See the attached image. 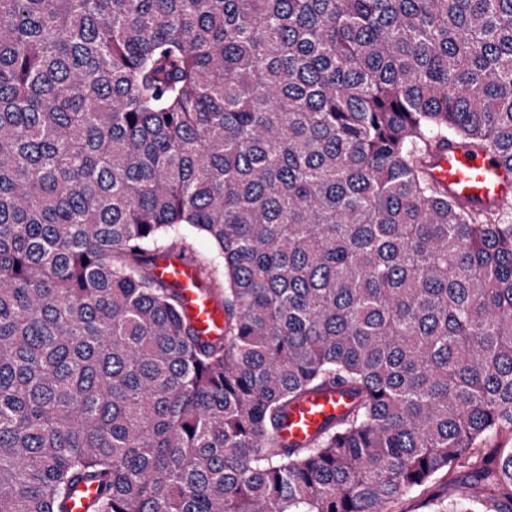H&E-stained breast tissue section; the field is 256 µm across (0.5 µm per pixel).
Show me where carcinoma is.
<instances>
[{"label":"carcinoma","instance_id":"1","mask_svg":"<svg viewBox=\"0 0 512 512\" xmlns=\"http://www.w3.org/2000/svg\"><path fill=\"white\" fill-rule=\"evenodd\" d=\"M450 143L512 166V0H0V512H512V214ZM432 175L464 202L498 209L512 205V168L497 157L448 146L432 160ZM154 270L161 280L181 292L185 313L203 337L212 338L221 334L224 312L195 266L183 259L170 257L158 259ZM346 398L336 388L310 396L288 411V442H300L314 435L324 420L345 410Z\"/></svg>","mask_w":512,"mask_h":512}]
</instances>
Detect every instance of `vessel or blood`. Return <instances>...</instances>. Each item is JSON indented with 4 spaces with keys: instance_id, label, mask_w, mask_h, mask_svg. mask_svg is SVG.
<instances>
[{
    "instance_id": "b4317fda",
    "label": "vessel or blood",
    "mask_w": 512,
    "mask_h": 512,
    "mask_svg": "<svg viewBox=\"0 0 512 512\" xmlns=\"http://www.w3.org/2000/svg\"><path fill=\"white\" fill-rule=\"evenodd\" d=\"M432 174L464 202L498 209L512 207V167L497 157L453 145L435 156ZM154 270L181 292L185 313L203 337L221 334L224 312L195 266L170 257L157 260ZM345 406V397L333 388L299 402L288 412V441L300 442L314 435L325 419L341 414Z\"/></svg>"
}]
</instances>
